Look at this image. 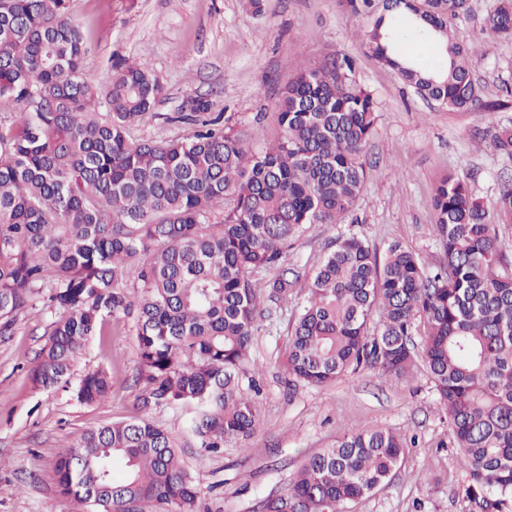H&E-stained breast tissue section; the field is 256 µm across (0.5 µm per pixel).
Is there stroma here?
<instances>
[{"instance_id": "obj_1", "label": "stroma", "mask_w": 512, "mask_h": 512, "mask_svg": "<svg viewBox=\"0 0 512 512\" xmlns=\"http://www.w3.org/2000/svg\"><path fill=\"white\" fill-rule=\"evenodd\" d=\"M455 23L458 41L473 46V73L497 99L512 87V41L493 39L485 19L496 0H470ZM72 13L91 47L85 78L105 87L114 63H143L164 88L135 139L187 135L172 122L197 102L212 114L231 116L238 128L277 140L279 91L303 67L350 56L354 79L377 106L376 132L363 150L372 176L355 211L338 224H314L288 253L294 286L273 318L262 320L250 350L260 384V423L245 439L227 440L204 453L182 426L181 410L141 409L137 396L138 349L132 325L105 324L76 356L68 385L36 387L30 370L46 340L51 314L42 305L21 313L12 335L0 336V512H83L63 497L55 463L64 447L89 430L129 417L166 428L178 442L182 466L200 489L197 512H259L266 497L283 494L312 456L346 433L391 430L405 439L400 466L350 512H457L456 494L466 473L454 437L425 369L403 381L364 367L325 386L294 382L287 371L288 327L307 295V281L339 236L355 234L377 254L398 244L426 267L443 256L431 197L445 174L464 179L473 195L492 203L512 180V158L492 146L494 134L512 124V106L457 112L423 99L393 70L381 66L364 44L366 16L339 0H73ZM106 369L111 391L93 404L76 400L74 387Z\"/></svg>"}]
</instances>
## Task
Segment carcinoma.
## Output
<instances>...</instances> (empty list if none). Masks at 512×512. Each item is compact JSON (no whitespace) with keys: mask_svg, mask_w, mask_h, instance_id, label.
Returning a JSON list of instances; mask_svg holds the SVG:
<instances>
[{"mask_svg":"<svg viewBox=\"0 0 512 512\" xmlns=\"http://www.w3.org/2000/svg\"><path fill=\"white\" fill-rule=\"evenodd\" d=\"M373 18L365 44L423 97L458 112L484 100L454 20L469 0H340ZM486 29L512 40V0ZM431 42L439 54L407 50ZM88 46L69 0H0V335L42 302L53 315L33 383H69L74 357L106 318L133 321L141 408L188 407L200 447L249 437L259 424L249 350L264 302L288 300L283 267L312 224L348 217L371 176L361 158L377 107L347 57L303 68L280 91L277 142L255 148L225 118L181 113V139L134 140L161 95L143 65L121 60L104 89L83 75ZM104 99L106 111H94ZM512 157V127L492 140ZM443 247L430 272L398 244L381 258L350 235L309 282L288 338V371L323 386L362 367L394 380L423 363L448 418L466 481L460 512H512V244L492 218L512 220V183L492 209L467 182L444 176L432 200ZM274 267L281 273L262 281ZM380 313L373 323L374 313ZM423 323L421 353L412 340ZM104 369L80 380L77 401L105 399ZM391 431H357L310 457L261 512H348L401 463ZM60 493L90 512H195L199 488L171 434L140 417L87 432L56 461Z\"/></svg>","mask_w":512,"mask_h":512,"instance_id":"obj_1","label":"carcinoma"}]
</instances>
